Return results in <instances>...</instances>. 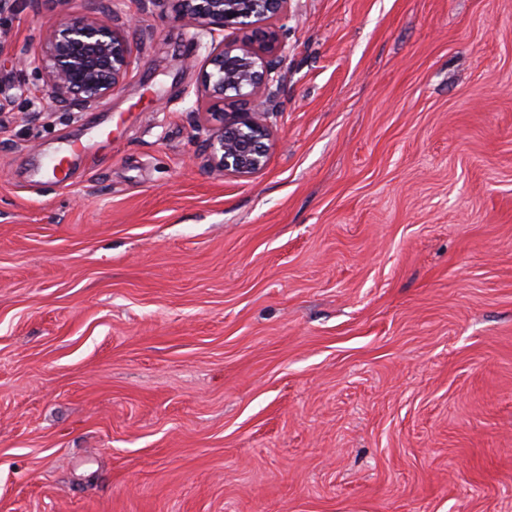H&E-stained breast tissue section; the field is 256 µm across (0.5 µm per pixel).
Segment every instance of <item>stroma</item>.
Listing matches in <instances>:
<instances>
[{"label":"stroma","mask_w":512,"mask_h":512,"mask_svg":"<svg viewBox=\"0 0 512 512\" xmlns=\"http://www.w3.org/2000/svg\"><path fill=\"white\" fill-rule=\"evenodd\" d=\"M112 8L84 112L31 95L56 0L0 14V512H512V0H290L248 177L211 36Z\"/></svg>","instance_id":"35a3bbf8"}]
</instances>
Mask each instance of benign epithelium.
<instances>
[{
	"label": "benign epithelium",
	"mask_w": 512,
	"mask_h": 512,
	"mask_svg": "<svg viewBox=\"0 0 512 512\" xmlns=\"http://www.w3.org/2000/svg\"><path fill=\"white\" fill-rule=\"evenodd\" d=\"M58 18L34 56L43 85L35 93L49 110H88L127 81L133 46L109 14L74 16L71 0H58ZM176 13L222 40L212 42L199 69L200 98L208 104L205 129L210 163L226 174L248 176L268 162L272 130L261 115L275 111L269 85L276 80L284 44L275 21L289 0H167ZM254 37L239 44L235 34Z\"/></svg>",
	"instance_id": "7a95c632"
}]
</instances>
